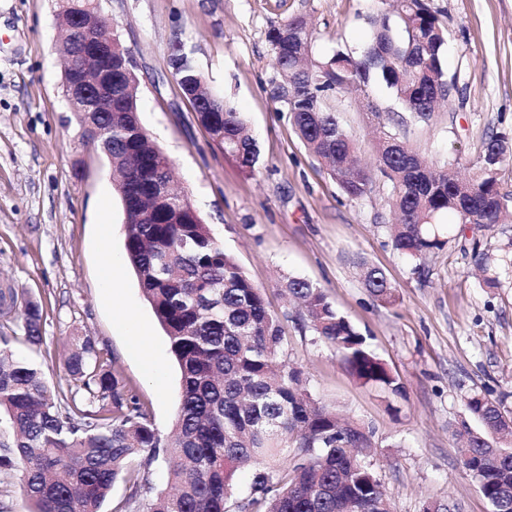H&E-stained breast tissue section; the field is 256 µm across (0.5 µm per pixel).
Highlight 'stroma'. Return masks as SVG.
<instances>
[{
    "label": "stroma",
    "instance_id": "obj_1",
    "mask_svg": "<svg viewBox=\"0 0 512 512\" xmlns=\"http://www.w3.org/2000/svg\"><path fill=\"white\" fill-rule=\"evenodd\" d=\"M447 27L443 69L457 90L447 109L411 127L410 144L436 165L472 176L488 135L512 136V0H427ZM107 33L125 46L139 80L138 109L169 158L181 191L264 292L287 343L289 366L321 404L373 432L365 462L392 512L427 502L490 512L460 464L454 433L469 422L466 398L489 392L512 417V276L483 287L474 243L499 259L500 228L447 227L448 243L420 260L391 246L390 187L376 180L364 199L341 195L309 155L287 113L269 95V30L294 16L316 28L313 55L362 51L369 18L383 0H100ZM58 0H0V277L41 302L42 341L32 345L0 320L17 357L41 366L54 396L67 395L64 361L72 336H94L105 358L161 433L174 425L181 371L169 338L145 300L124 248V212L107 158L81 143L62 93ZM183 45L208 88L241 112L259 148L245 172L198 123L172 74ZM359 156L374 163V113L332 100ZM114 260L115 286L103 285ZM383 270L393 301L363 285L360 263ZM307 279L365 337L404 393L361 384L335 350L314 335L289 301V278ZM142 327L144 355L127 320Z\"/></svg>",
    "mask_w": 512,
    "mask_h": 512
}]
</instances>
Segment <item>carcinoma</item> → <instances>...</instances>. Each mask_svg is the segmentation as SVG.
Returning <instances> with one entry per match:
<instances>
[{
	"instance_id": "obj_1",
	"label": "carcinoma",
	"mask_w": 512,
	"mask_h": 512,
	"mask_svg": "<svg viewBox=\"0 0 512 512\" xmlns=\"http://www.w3.org/2000/svg\"><path fill=\"white\" fill-rule=\"evenodd\" d=\"M95 0H60L59 36L75 19L93 23ZM373 38L359 54L338 50L329 59H299L312 51L314 29L303 16L272 28L268 39L286 98L277 101L307 151L325 164L350 200L371 193L377 177L390 183L398 214L391 242L418 259L447 244L438 230L444 218L491 228L512 224V193L500 174L508 138L491 136L463 182L452 165L436 168L408 143L406 129L426 121L449 102L455 86L443 70L447 29L426 0H392L372 19ZM296 33L298 41L282 37ZM129 55L112 43V138L94 145L115 168L123 204L124 246L145 299L166 331L182 373L177 421L169 435L112 371L91 336L73 338L66 366L81 397L57 398L40 366L14 356L0 339V411L11 435L0 441V472L21 469L32 512H101L115 482L126 477L130 493L115 512H228L241 471L251 474L236 512H391L376 474L359 458L373 433L314 401L300 370L286 364L284 336L262 289L213 236L188 198L173 186L171 163L138 117L139 84L124 68ZM178 85L193 110L206 109L205 129L240 167L255 170L259 152L241 113L208 92L187 59ZM390 89L400 107L387 113L377 138V164L360 165L350 134L327 104L336 92L368 96L374 82ZM498 157L495 173L482 174L484 159ZM365 287L387 302L393 291L382 270L360 263ZM288 294L303 301L314 333L331 345L362 383L394 394L403 385L341 316L322 289L290 277ZM21 321L26 341H42L38 302L0 288V318ZM479 429L455 433L459 453L491 512H512V417L487 394L467 398ZM287 457L283 467L265 458ZM168 464L172 490L148 496V473Z\"/></svg>"
}]
</instances>
